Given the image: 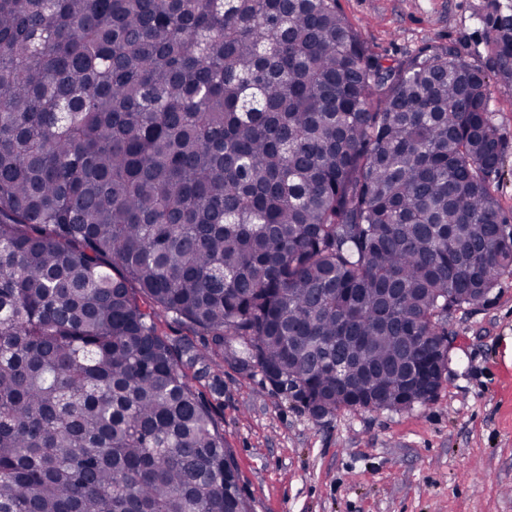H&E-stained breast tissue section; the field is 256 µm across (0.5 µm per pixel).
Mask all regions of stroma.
<instances>
[{
    "mask_svg": "<svg viewBox=\"0 0 512 512\" xmlns=\"http://www.w3.org/2000/svg\"><path fill=\"white\" fill-rule=\"evenodd\" d=\"M384 61L447 47L483 69L504 142L493 185L512 220V79L486 51L512 0H339ZM450 364L414 410H341L314 419L259 372L230 360L201 383L224 429L251 512H512V276L448 315Z\"/></svg>",
    "mask_w": 512,
    "mask_h": 512,
    "instance_id": "stroma-1",
    "label": "stroma"
}]
</instances>
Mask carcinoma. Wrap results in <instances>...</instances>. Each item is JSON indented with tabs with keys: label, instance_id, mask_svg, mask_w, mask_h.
Returning a JSON list of instances; mask_svg holds the SVG:
<instances>
[{
	"label": "carcinoma",
	"instance_id": "cac0c4a2",
	"mask_svg": "<svg viewBox=\"0 0 512 512\" xmlns=\"http://www.w3.org/2000/svg\"><path fill=\"white\" fill-rule=\"evenodd\" d=\"M491 98L338 0H0V512H250L195 336L317 420L433 401L512 274Z\"/></svg>",
	"mask_w": 512,
	"mask_h": 512
}]
</instances>
